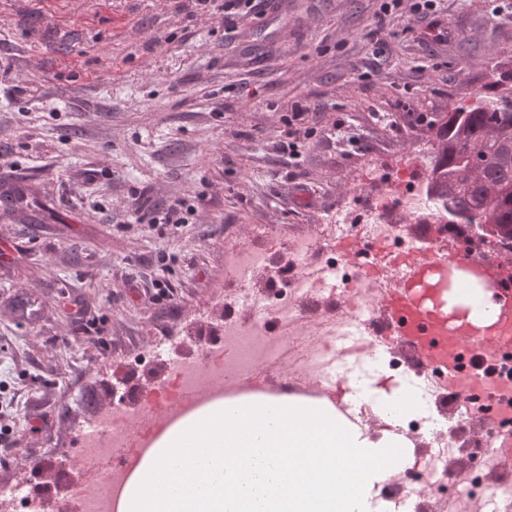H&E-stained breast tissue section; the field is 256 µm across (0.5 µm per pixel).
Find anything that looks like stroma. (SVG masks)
I'll return each mask as SVG.
<instances>
[{"mask_svg":"<svg viewBox=\"0 0 512 512\" xmlns=\"http://www.w3.org/2000/svg\"><path fill=\"white\" fill-rule=\"evenodd\" d=\"M414 2L262 0L228 34L196 0H0V486L60 498L117 364L219 293L226 244L313 230L512 69V0ZM176 200L188 224L152 223Z\"/></svg>","mask_w":512,"mask_h":512,"instance_id":"stroma-1","label":"stroma"}]
</instances>
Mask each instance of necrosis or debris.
I'll return each mask as SVG.
<instances>
[{"label":"necrosis or debris","instance_id":"4bbe7bcc","mask_svg":"<svg viewBox=\"0 0 512 512\" xmlns=\"http://www.w3.org/2000/svg\"><path fill=\"white\" fill-rule=\"evenodd\" d=\"M429 148L407 177L381 167L365 197L350 201L315 231L282 239L255 226L247 240L225 245L222 295L185 322L179 335L197 337L195 355L172 353L169 342L142 351L136 365L165 361L163 379L145 396H120L98 410L74 447L64 449L65 504L79 500L80 512H116L115 504L130 473L158 438L180 419L210 403L277 399L301 393L303 386L325 390L333 377L321 352L332 336L348 333L367 358L372 338L386 334L375 311L383 289L404 276L395 257L424 253L434 246H462L471 260L512 257L511 247L436 223L427 194ZM422 224L417 236L400 225ZM355 240L362 247L356 263H347L340 246ZM381 267L383 276L364 279L365 267ZM359 282L356 302L343 303L335 283ZM457 485L447 457L429 455L423 466L399 473L382 485V500L405 504L408 512H432L426 488L453 497Z\"/></svg>","mask_w":512,"mask_h":512}]
</instances>
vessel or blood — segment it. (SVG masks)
I'll use <instances>...</instances> for the list:
<instances>
[{
    "label": "vessel or blood",
    "mask_w": 512,
    "mask_h": 512,
    "mask_svg": "<svg viewBox=\"0 0 512 512\" xmlns=\"http://www.w3.org/2000/svg\"><path fill=\"white\" fill-rule=\"evenodd\" d=\"M451 259V254L439 249L399 257L409 273L380 299L387 329L398 343L412 348L427 368L447 369L449 389L484 396L496 414H511L512 380H503L500 360L512 354V290L502 289L493 325L456 323L440 300ZM490 446L497 468L511 472L512 431H498Z\"/></svg>",
    "instance_id": "1"
}]
</instances>
